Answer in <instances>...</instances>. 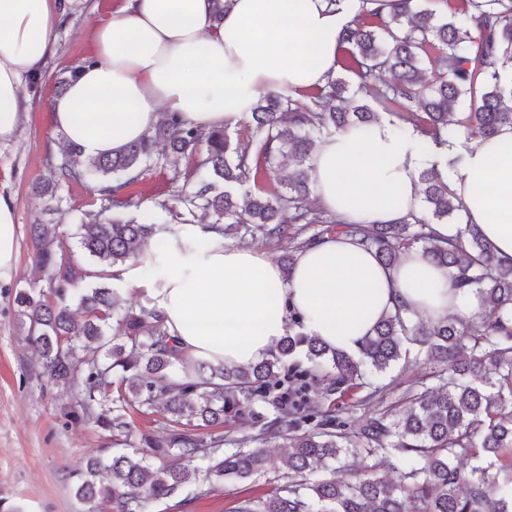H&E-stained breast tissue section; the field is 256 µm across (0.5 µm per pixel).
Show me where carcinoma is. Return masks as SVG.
Segmentation results:
<instances>
[{
    "instance_id": "obj_1",
    "label": "carcinoma",
    "mask_w": 512,
    "mask_h": 512,
    "mask_svg": "<svg viewBox=\"0 0 512 512\" xmlns=\"http://www.w3.org/2000/svg\"><path fill=\"white\" fill-rule=\"evenodd\" d=\"M457 2L448 17L417 0H391L387 17L364 12L373 22L358 19L340 38L342 67L358 82L336 75L303 103L276 93L261 96L243 140L167 114L142 140L108 155L83 160L81 148L69 141L59 161L47 160L57 180L92 182L109 202L152 165L168 166L173 180H183L174 203H154L139 221L85 213L74 233L83 262L48 226L29 229L48 290L34 283L18 289L17 321L55 384L80 380L76 418L125 437L130 408L165 420L164 434L139 437L158 466L137 451L96 457L76 485L78 498L145 512L155 501L197 495L218 481L278 471L275 457L250 446L251 438L196 432L248 414L282 439L288 472L284 484L261 499L239 500L234 512H512V260L495 257L476 224L467 222L448 238L437 234L434 225L461 218L464 209L435 167L417 173L422 213L396 224H345L308 204L314 136L354 126L367 131L379 123L382 115L364 104L368 98L395 104V126L411 125L428 152L444 155L462 138L490 139L512 127V85L502 77L512 64V0ZM429 69L436 72L433 81ZM381 71L390 81L378 87L372 80ZM465 98L470 111L462 114ZM183 160L190 165L185 171ZM284 166L291 168L286 186L269 188ZM198 211L212 218L210 228L219 234L256 231L267 241L288 242L286 271L299 251L327 233L304 236L314 224L358 239L385 267L420 247L448 272L452 287L477 289L481 310L469 321L448 316L432 322L399 305L355 354L306 335L295 312L277 350L242 368L185 355L155 306L127 308L118 331L110 333L120 300L109 280L119 268L144 262L143 247L151 242L156 263L170 248L175 227L192 223ZM410 345L441 373L440 384L412 395L405 410L385 411L358 426L308 404L323 370H332L326 392L344 394L361 384L366 368L387 371ZM298 354L306 364L285 367ZM267 402L277 411L271 419L257 410ZM390 450L405 461L396 481L339 470L311 478L316 463Z\"/></svg>"
}]
</instances>
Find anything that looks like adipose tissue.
<instances>
[{
    "label": "adipose tissue",
    "instance_id": "obj_1",
    "mask_svg": "<svg viewBox=\"0 0 512 512\" xmlns=\"http://www.w3.org/2000/svg\"><path fill=\"white\" fill-rule=\"evenodd\" d=\"M74 0H0V142L27 108L26 79L51 53ZM360 0H233L214 23L211 0H119L93 31V51L51 103L54 126L84 157L111 153L176 113L205 128L236 123L268 92L297 97L335 73L338 40ZM430 155L413 131L383 121L319 139L309 160L320 208L349 224H393L421 208ZM448 182L495 255L512 258V128L472 142ZM164 258L158 304L187 356L246 367L268 358L299 312L327 346L357 352L382 316L404 304L433 321L470 320L477 291L459 293L419 248L394 266L345 235L299 252L291 271L253 246H228L209 225H181ZM198 252H190L194 243Z\"/></svg>",
    "mask_w": 512,
    "mask_h": 512
}]
</instances>
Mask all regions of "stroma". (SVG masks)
Instances as JSON below:
<instances>
[{
	"mask_svg": "<svg viewBox=\"0 0 512 512\" xmlns=\"http://www.w3.org/2000/svg\"><path fill=\"white\" fill-rule=\"evenodd\" d=\"M116 0H77L61 16L52 53L37 83L25 86L29 106L14 138L0 144V192L9 195L16 214L18 261L0 278V512H86L75 496L80 473L89 457L113 452L108 432L74 418L73 390L53 385L35 348L16 326V289L32 277L35 249L28 235L33 224L68 230L79 223L98 197L89 182H63L57 188L58 211L34 187L48 176L47 158H60L64 139L53 124L49 103L58 94V81L86 58L94 28L112 14ZM174 190L169 167L153 166L129 193L144 206L171 200ZM128 306L156 305V274L136 265L130 277L111 282ZM434 366L425 359L400 361L386 372L369 371L364 386L343 397L318 393L323 409L340 407L357 420L402 405L405 390L430 376ZM270 473L246 481L215 484L204 494L151 505L148 512H232L237 498H261L281 484Z\"/></svg>",
	"mask_w": 512,
	"mask_h": 512,
	"instance_id": "stroma-1",
	"label": "stroma"
}]
</instances>
